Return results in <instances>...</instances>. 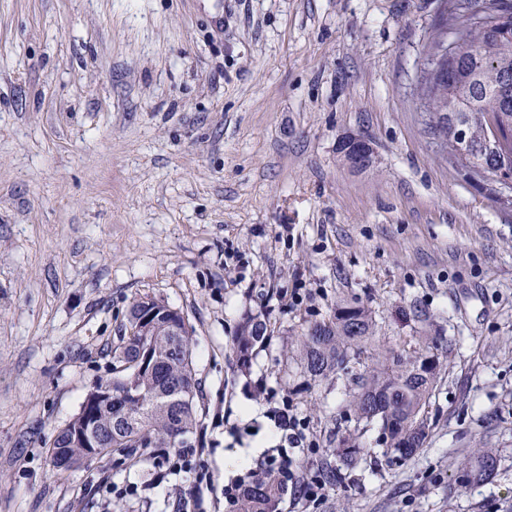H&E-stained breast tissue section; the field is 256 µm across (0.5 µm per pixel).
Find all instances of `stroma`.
<instances>
[{"label": "stroma", "instance_id": "35a3bbf8", "mask_svg": "<svg viewBox=\"0 0 512 512\" xmlns=\"http://www.w3.org/2000/svg\"><path fill=\"white\" fill-rule=\"evenodd\" d=\"M446 0H0V512H174L140 454L70 470L50 446L141 298L183 313L215 485L289 398L324 498L276 512H512V204L438 153L413 96ZM366 138L373 164L340 146ZM355 300L373 348L440 375L407 459L352 410L371 350L305 374L297 339ZM270 335L249 369L245 314ZM256 407L247 416L245 407ZM360 448L336 456L342 438ZM493 476L461 480L481 451ZM136 497L93 491L99 478ZM341 151L352 168L363 170L371 166L373 153L370 144L361 137L345 140L341 145ZM268 325L258 314H246L236 336V352L241 368H247L255 348L262 346L268 339Z\"/></svg>", "mask_w": 512, "mask_h": 512}]
</instances>
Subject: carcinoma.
<instances>
[{
  "mask_svg": "<svg viewBox=\"0 0 512 512\" xmlns=\"http://www.w3.org/2000/svg\"><path fill=\"white\" fill-rule=\"evenodd\" d=\"M509 13L502 26L488 21H473L459 38L455 55L448 66L451 87L420 83L416 100L427 104L426 128L437 140L447 143L453 154L449 132L454 124L465 129L471 142L481 147L488 138L490 125L502 135H512V107L505 108L498 87L512 80V0H502ZM485 165L484 178L494 179L501 170L512 171V143L508 151L480 152ZM376 323L371 310L353 301L336 304L328 319L308 327L301 334V362L305 372L327 377L347 363L350 352L372 342ZM268 339V325L258 314L243 317L236 336L240 367L249 366L255 348ZM439 361L435 355L420 352L412 358L401 354L378 353L375 366L357 377L359 391L352 407L359 420L377 422L384 432L386 447L401 457L412 455L425 439L415 427V417L426 406L437 383ZM112 387L118 398L134 393L127 415L112 417V448L90 454L86 448L70 445L65 430L52 445L51 458L67 457L62 469L78 467L109 452L139 448H168L191 431L196 421V374L190 336L124 335L112 348V381L96 388ZM495 468L494 456L485 451L465 469L467 481H483ZM259 488L239 504L238 512H270L279 495L276 482L258 478Z\"/></svg>",
  "mask_w": 512,
  "mask_h": 512,
  "instance_id": "cac0c4a2",
  "label": "carcinoma"
}]
</instances>
